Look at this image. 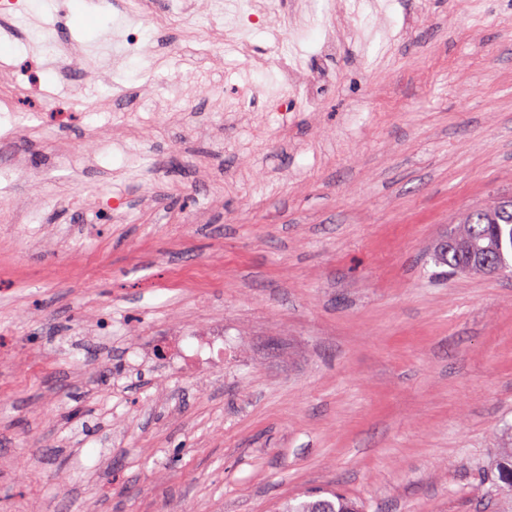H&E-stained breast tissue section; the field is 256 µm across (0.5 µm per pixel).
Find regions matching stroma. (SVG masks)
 Listing matches in <instances>:
<instances>
[{"label": "stroma", "instance_id": "obj_1", "mask_svg": "<svg viewBox=\"0 0 512 512\" xmlns=\"http://www.w3.org/2000/svg\"><path fill=\"white\" fill-rule=\"evenodd\" d=\"M295 1L245 33L257 69L169 0H22L83 81L0 29V512H512V275L432 256L512 192V0ZM284 50L319 76L291 112ZM215 322L222 365L156 354ZM507 440L492 465L496 471L494 484L501 494H512V437H507ZM327 499H303L288 502L283 512H361L359 504L343 498L335 493H330Z\"/></svg>", "mask_w": 512, "mask_h": 512}]
</instances>
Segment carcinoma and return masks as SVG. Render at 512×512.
<instances>
[{
  "label": "carcinoma",
  "instance_id": "carcinoma-1",
  "mask_svg": "<svg viewBox=\"0 0 512 512\" xmlns=\"http://www.w3.org/2000/svg\"><path fill=\"white\" fill-rule=\"evenodd\" d=\"M452 235L461 241L458 249L434 257L439 265L469 274L498 275L509 269L512 251V194L496 198L489 206L467 211L454 225ZM494 484L502 494H512V438L504 443L493 463ZM283 512H362L359 504L334 493L326 499H303L288 503Z\"/></svg>",
  "mask_w": 512,
  "mask_h": 512
}]
</instances>
